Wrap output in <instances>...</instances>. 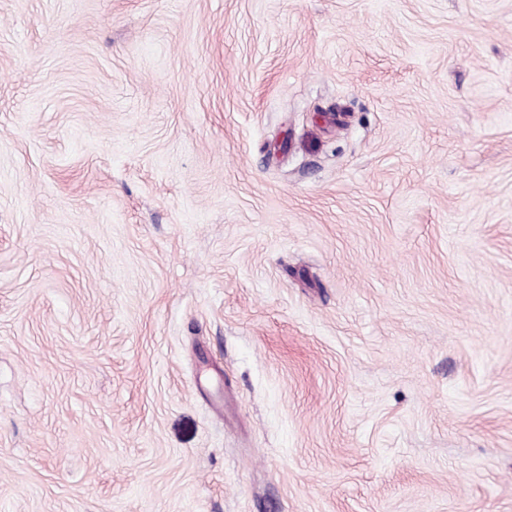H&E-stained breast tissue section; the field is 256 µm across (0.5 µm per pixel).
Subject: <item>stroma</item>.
<instances>
[{"mask_svg": "<svg viewBox=\"0 0 512 512\" xmlns=\"http://www.w3.org/2000/svg\"><path fill=\"white\" fill-rule=\"evenodd\" d=\"M0 512H512V0H0Z\"/></svg>", "mask_w": 512, "mask_h": 512, "instance_id": "obj_1", "label": "stroma"}]
</instances>
